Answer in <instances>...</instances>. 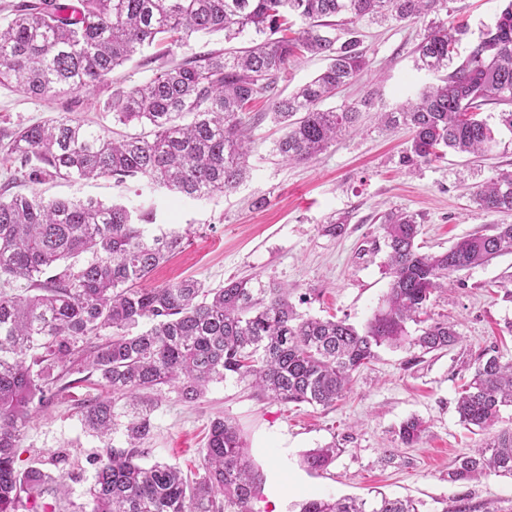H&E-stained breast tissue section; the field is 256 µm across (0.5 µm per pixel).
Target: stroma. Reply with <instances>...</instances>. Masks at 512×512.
Segmentation results:
<instances>
[{
	"label": "stroma",
	"mask_w": 512,
	"mask_h": 512,
	"mask_svg": "<svg viewBox=\"0 0 512 512\" xmlns=\"http://www.w3.org/2000/svg\"><path fill=\"white\" fill-rule=\"evenodd\" d=\"M419 30V25L404 22L360 24L370 64L357 82L327 100V107L371 91L376 109L413 98L432 79L414 66ZM153 54V49L143 50L94 92L73 98L37 100L0 86V129L48 119L65 107L99 122L113 89L149 77L143 61ZM268 110L263 102L253 109L250 175L228 195L196 200L150 189L143 182L117 185L109 179L50 182L39 190L47 197L129 204L143 200L152 205L156 223L187 228L181 250L152 273L150 285L189 277L213 288L231 277L281 282L303 295L296 305L299 313L336 316L359 329L381 307L389 288L382 213L402 208L421 215L417 242L426 252L447 249L471 233L490 232L496 224H512V212L488 213L470 201L473 186L512 170L510 142L483 157L450 151L409 174L397 166L408 132L380 130L374 111H367L361 113L356 131L324 153L286 164L272 153L279 131ZM258 198L263 206L253 207ZM333 216L346 221L336 236L325 231ZM510 286L512 255L453 274L434 293L427 314L454 323L460 343L425 355L406 343L381 347L377 359L356 373L347 397L328 407L274 402L233 379L210 384L193 403L180 401L168 388L154 393V429L141 461L169 462L183 472L201 473L210 423L223 416L239 424L252 461L266 477L254 512H299L310 497L369 499L378 492L420 502L421 512H448L455 505L466 512H512V479H448L455 459L489 437L460 422L456 402L471 357L493 347L504 359H512V302L503 297ZM105 392L93 377L75 384L66 400L29 413L19 467L69 474L65 488L52 486L36 494L46 512H87L101 443L84 427L75 402ZM411 416L422 419L427 430L408 448L396 430ZM330 444L338 448L335 462L327 471L307 472L301 465L303 454ZM387 448L394 449L393 460H384Z\"/></svg>",
	"instance_id": "obj_1"
}]
</instances>
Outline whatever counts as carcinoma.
Masks as SVG:
<instances>
[{
  "label": "carcinoma",
  "instance_id": "carcinoma-1",
  "mask_svg": "<svg viewBox=\"0 0 512 512\" xmlns=\"http://www.w3.org/2000/svg\"><path fill=\"white\" fill-rule=\"evenodd\" d=\"M460 0H17L0 15V85L37 99L89 94L118 67L156 41L153 75L112 92V123L148 126L114 134L101 124L60 112L46 122L5 135L6 153L25 183L145 179L190 198L237 188L249 174L251 111L269 104L282 135L273 153L286 163L307 161L357 124L372 97L323 110L336 90L357 80L369 59L358 25L422 23L413 53L419 71L446 75L417 99L378 111L382 130L410 132L399 166L413 173L450 149L484 156L512 134V0L480 30L464 57L458 45L467 24L448 25ZM303 26L293 29V18ZM252 31L261 41L246 50L209 49L174 61L191 39L224 33L230 42ZM304 54L327 64L290 95L277 93L289 64ZM504 109L488 115V107ZM473 202L487 212H512V171L475 186ZM422 218L394 209L384 214L390 287L384 306L365 328L344 319L306 317L291 289L230 278L220 288L197 279L149 286L151 273L182 248L186 234L151 233L144 205L98 199L46 198L36 191L0 196V512H19L23 497L50 483L36 467H17L32 407H47L68 385L65 377L91 370L112 392L83 402L86 429L103 443L90 512H252L265 477L250 461L241 430L229 418L211 421L203 474L190 479L175 464L139 462L153 429L152 405L138 395L161 386L194 402L212 382L230 378L279 403L327 407L349 390L353 374L383 345L424 353L446 350L460 336L434 320L409 338L431 296L452 274L512 254V224L474 233L438 253L416 244ZM469 379L456 411L467 426L491 430L501 408L512 407V361L493 349L467 362ZM119 395L129 400L125 444L112 443ZM425 432L418 417L403 421L400 442L411 447ZM336 448L302 457L320 472ZM488 475L512 479V432L489 438L448 471L452 482ZM300 512H418L409 499L311 497Z\"/></svg>",
  "mask_w": 512,
  "mask_h": 512
}]
</instances>
